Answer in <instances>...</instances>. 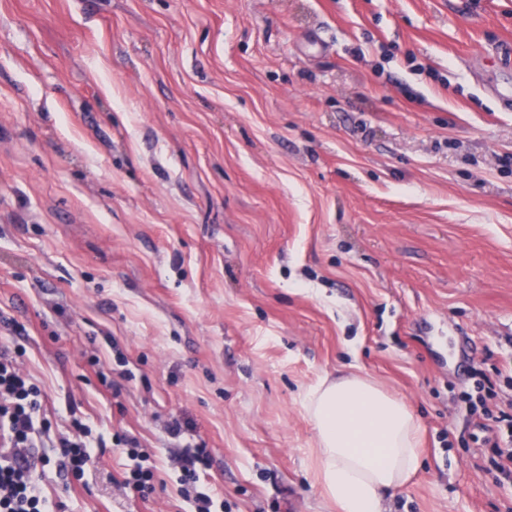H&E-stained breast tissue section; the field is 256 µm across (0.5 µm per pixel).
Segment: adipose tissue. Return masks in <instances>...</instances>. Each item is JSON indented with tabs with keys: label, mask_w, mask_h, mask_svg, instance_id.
<instances>
[{
	"label": "adipose tissue",
	"mask_w": 512,
	"mask_h": 512,
	"mask_svg": "<svg viewBox=\"0 0 512 512\" xmlns=\"http://www.w3.org/2000/svg\"><path fill=\"white\" fill-rule=\"evenodd\" d=\"M302 408L317 431L316 475L338 512H382L420 466L421 426L404 400L351 372L310 386Z\"/></svg>",
	"instance_id": "adipose-tissue-1"
}]
</instances>
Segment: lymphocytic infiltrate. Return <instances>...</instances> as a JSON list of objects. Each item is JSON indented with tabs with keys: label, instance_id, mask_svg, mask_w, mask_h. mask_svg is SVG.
I'll use <instances>...</instances> for the list:
<instances>
[{
	"label": "lymphocytic infiltrate",
	"instance_id": "f902f5d3",
	"mask_svg": "<svg viewBox=\"0 0 512 512\" xmlns=\"http://www.w3.org/2000/svg\"><path fill=\"white\" fill-rule=\"evenodd\" d=\"M45 399L42 389L19 369L11 350L0 349V512H62L61 502L41 485V472L54 462L80 479L97 459L92 429L77 414L71 418L73 436L57 441L56 460L40 454L50 436L43 418ZM463 400L477 411L485 443L496 448L498 470L512 479V414L498 409L494 386L487 379L480 380L476 393L464 395ZM208 462L207 449L198 447L183 469L180 495L192 503L194 512H213L215 505L213 495L196 485L197 466Z\"/></svg>",
	"mask_w": 512,
	"mask_h": 512
}]
</instances>
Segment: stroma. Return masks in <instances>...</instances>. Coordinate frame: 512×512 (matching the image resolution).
Wrapping results in <instances>:
<instances>
[{
	"label": "stroma",
	"mask_w": 512,
	"mask_h": 512,
	"mask_svg": "<svg viewBox=\"0 0 512 512\" xmlns=\"http://www.w3.org/2000/svg\"><path fill=\"white\" fill-rule=\"evenodd\" d=\"M505 87L512 0H0V347L104 445L46 492L191 512L202 444L223 512H336L301 399L355 368L421 423L387 512H512L460 398L512 409ZM122 441L124 445L128 447L126 448L128 455L141 459L130 471L126 472L122 483L125 488H129L134 495L142 500H146L149 494L155 491L154 465L143 464L149 462L150 457L142 454L143 451H139V441L136 437L125 436ZM209 462V453L207 448H194L188 456L187 464L183 468L181 479L180 495L183 499L192 503V512H221L212 510L215 507V500L209 491L199 490L195 483L197 482L196 464L207 466Z\"/></svg>",
	"instance_id": "stroma-1"
}]
</instances>
